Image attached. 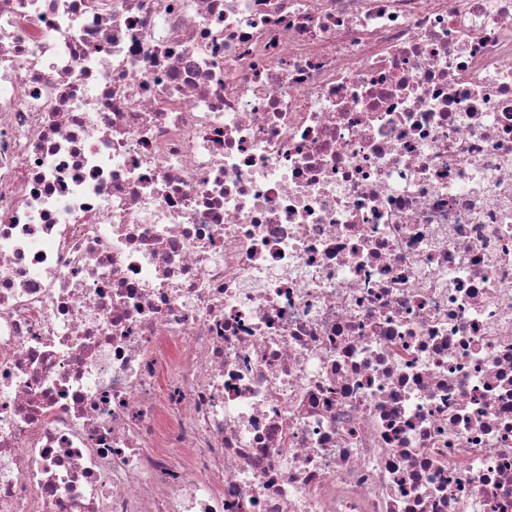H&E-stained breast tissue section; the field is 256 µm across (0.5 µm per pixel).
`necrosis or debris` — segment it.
<instances>
[{"mask_svg": "<svg viewBox=\"0 0 512 512\" xmlns=\"http://www.w3.org/2000/svg\"><path fill=\"white\" fill-rule=\"evenodd\" d=\"M0 512H512V0H0Z\"/></svg>", "mask_w": 512, "mask_h": 512, "instance_id": "1", "label": "necrosis or debris"}]
</instances>
